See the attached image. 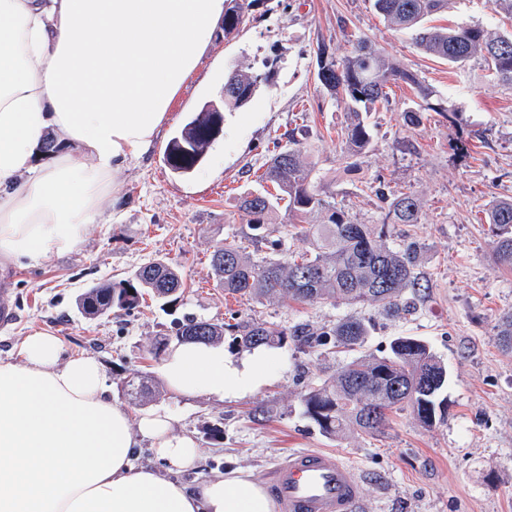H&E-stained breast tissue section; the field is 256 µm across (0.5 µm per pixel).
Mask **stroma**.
<instances>
[{"label": "stroma", "mask_w": 512, "mask_h": 512, "mask_svg": "<svg viewBox=\"0 0 512 512\" xmlns=\"http://www.w3.org/2000/svg\"><path fill=\"white\" fill-rule=\"evenodd\" d=\"M431 23L512 32V20L496 13L491 0H448ZM362 38L457 113L421 110L408 84H388L387 101L366 116L374 143L347 166L343 134L352 114L318 83L316 50L324 43L340 58ZM235 70L269 80L246 107L225 113L222 134L195 171L174 173L164 161L169 139L190 113L223 99L224 79ZM416 109L420 122L406 121V111ZM292 137L355 223L382 224L377 188L420 199L418 223L395 227L417 244L423 276L406 314L390 316L368 303L241 299L216 287L210 253L250 235L239 198L255 189V172L274 143ZM119 182L117 223L91 225L69 253L0 270V291L13 310L0 322V360L16 359L19 341L34 331L96 358L113 402L132 421L166 410L174 433L195 438L198 467L180 475L190 486L229 469L265 485L288 452L312 448L337 454L358 471L359 512H512V354L496 338L500 316L512 311V273L493 269L494 239L485 222L489 202L512 198V88L488 81L479 60L459 66L423 53L410 32L376 13L372 0H258L234 33L216 34L154 149L131 161ZM156 259L179 270L185 290L178 303L164 308L150 299L95 319L80 314L76 300L87 287L125 278ZM349 317L370 327L362 347H309L288 338L271 349L277 367L269 384L234 401L173 393L152 354L156 339L175 336L189 318L257 320L318 334ZM400 336L427 342L447 366L445 420L426 427L403 408L391 413L379 436L322 434L304 414L303 394L355 357L387 354ZM140 375L151 378L152 392L134 401L126 383Z\"/></svg>", "instance_id": "35a3bbf8"}]
</instances>
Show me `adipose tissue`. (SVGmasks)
<instances>
[{"label": "adipose tissue", "instance_id": "ef3b65f1", "mask_svg": "<svg viewBox=\"0 0 512 512\" xmlns=\"http://www.w3.org/2000/svg\"><path fill=\"white\" fill-rule=\"evenodd\" d=\"M224 0H0V266L74 250L106 223L117 174L154 146L212 44ZM54 135L59 152L40 147ZM275 369L258 350L182 343L174 392L237 400ZM155 410L131 423L94 358L37 331L0 361V512H275L240 469L190 487L194 439ZM150 445L155 466L136 462Z\"/></svg>", "mask_w": 512, "mask_h": 512}]
</instances>
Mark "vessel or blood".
Listing matches in <instances>:
<instances>
[{"instance_id": "1", "label": "vessel or blood", "mask_w": 512, "mask_h": 512, "mask_svg": "<svg viewBox=\"0 0 512 512\" xmlns=\"http://www.w3.org/2000/svg\"><path fill=\"white\" fill-rule=\"evenodd\" d=\"M271 490L280 512H357L361 479L338 457L297 450L276 464Z\"/></svg>"}]
</instances>
